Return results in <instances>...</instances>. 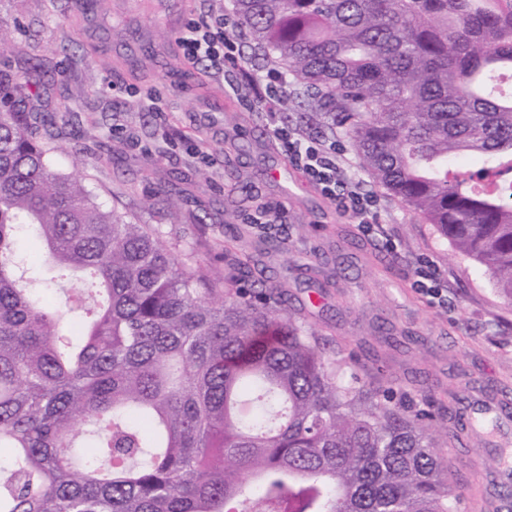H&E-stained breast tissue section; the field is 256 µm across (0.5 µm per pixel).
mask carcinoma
<instances>
[{
	"instance_id": "obj_1",
	"label": "carcinoma",
	"mask_w": 512,
	"mask_h": 512,
	"mask_svg": "<svg viewBox=\"0 0 512 512\" xmlns=\"http://www.w3.org/2000/svg\"><path fill=\"white\" fill-rule=\"evenodd\" d=\"M301 107L512 302V0H234ZM0 69V512H462L445 409L332 354L279 286L224 288L52 167ZM32 230L84 282L25 277ZM353 369L346 377V369ZM254 403L241 413L242 399Z\"/></svg>"
}]
</instances>
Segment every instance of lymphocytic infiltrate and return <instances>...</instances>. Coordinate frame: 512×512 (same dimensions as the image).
Wrapping results in <instances>:
<instances>
[{"mask_svg":"<svg viewBox=\"0 0 512 512\" xmlns=\"http://www.w3.org/2000/svg\"><path fill=\"white\" fill-rule=\"evenodd\" d=\"M232 16L220 14L206 24L189 22L177 38L182 56L190 63H205L224 75L232 92L252 111L265 113L271 136L289 163L343 215L354 218L368 238L395 248L379 217V197L363 182L351 177L340 143L322 134H301L279 120V107L288 96L285 72L268 68L257 79L244 66V53Z\"/></svg>","mask_w":512,"mask_h":512,"instance_id":"1","label":"lymphocytic infiltrate"}]
</instances>
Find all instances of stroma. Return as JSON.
<instances>
[{
    "label": "stroma",
    "mask_w": 512,
    "mask_h": 512,
    "mask_svg": "<svg viewBox=\"0 0 512 512\" xmlns=\"http://www.w3.org/2000/svg\"><path fill=\"white\" fill-rule=\"evenodd\" d=\"M233 0H0V30L15 57L42 59L28 106L58 118L56 171L81 180L104 208L159 230L180 260L231 274L232 259L256 254L264 276L288 292L297 317L321 338L377 347L404 400L430 389L464 417L512 401V303L486 269L461 255L432 225L379 188L354 147L350 171L380 198L379 221L396 250L364 236L303 176L271 178L286 166L261 112L249 111L224 78L183 59L176 39L191 20L232 13ZM155 94L147 112L127 88ZM210 155L204 163L190 149ZM283 209V230L250 224L257 208ZM429 261L448 290L434 306L413 286ZM494 436L461 428L447 449L466 483L468 512H494L502 486L481 482L488 460L512 456V416Z\"/></svg>",
    "instance_id": "stroma-1"
}]
</instances>
